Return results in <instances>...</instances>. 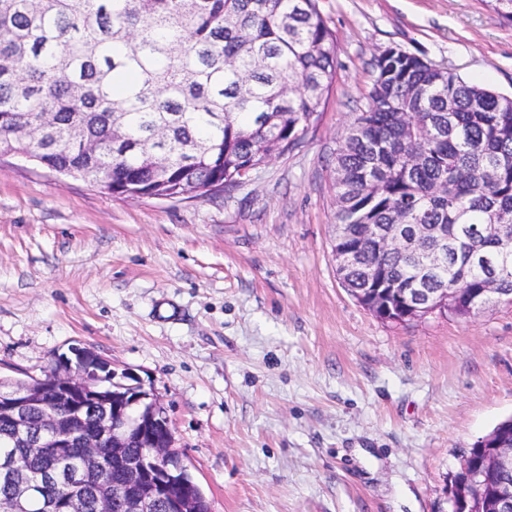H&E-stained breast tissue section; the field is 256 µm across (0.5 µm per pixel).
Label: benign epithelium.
<instances>
[{
    "instance_id": "benign-epithelium-1",
    "label": "benign epithelium",
    "mask_w": 512,
    "mask_h": 512,
    "mask_svg": "<svg viewBox=\"0 0 512 512\" xmlns=\"http://www.w3.org/2000/svg\"><path fill=\"white\" fill-rule=\"evenodd\" d=\"M480 299L469 296L464 288H450L420 296L417 288H404L399 295L400 308L385 311V320L392 323L414 321L439 312H452L457 307L473 314L494 303H512L489 283L479 292ZM53 371L32 379L23 387L0 394V420L10 427L20 444L19 452L0 461V471L12 486L10 512H27L39 485L32 474L53 482L70 451L82 449V474L72 477L73 496L49 503L51 512H70L78 498L86 495L85 480L93 476L92 488L97 512H111L104 474L108 470L103 449H112V456L121 457L123 448L135 438L149 453L126 461L127 495L124 512H190L186 491L178 490L174 457V437L163 404L153 390L127 372L119 373L106 360L73 347L71 355H59L52 362ZM122 395L103 391L106 378ZM91 412L99 424L92 435L79 426L83 416ZM39 415L34 426L31 416ZM460 470L467 482L453 484L449 503L451 512H468L476 493H489L498 512H512V447L498 443L483 445L479 456H466Z\"/></svg>"
}]
</instances>
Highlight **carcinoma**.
<instances>
[{
  "label": "carcinoma",
  "instance_id": "obj_1",
  "mask_svg": "<svg viewBox=\"0 0 512 512\" xmlns=\"http://www.w3.org/2000/svg\"><path fill=\"white\" fill-rule=\"evenodd\" d=\"M317 0H0V152L100 184L118 198L203 196L298 148L336 76ZM367 109L334 158L336 223L351 294L482 288L512 298V251L480 233L512 215V96L445 67L378 57ZM425 224L437 265L385 235ZM79 452L63 465L67 492ZM192 512L210 503L187 469Z\"/></svg>",
  "mask_w": 512,
  "mask_h": 512
}]
</instances>
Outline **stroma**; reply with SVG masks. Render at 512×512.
Returning a JSON list of instances; mask_svg holds the SVG:
<instances>
[{"label":"stroma","mask_w":512,"mask_h":512,"mask_svg":"<svg viewBox=\"0 0 512 512\" xmlns=\"http://www.w3.org/2000/svg\"><path fill=\"white\" fill-rule=\"evenodd\" d=\"M336 79L301 147L216 197L119 199L0 157V376L80 347L161 399L212 512H449L512 417V304L380 320L332 252L333 160L398 48L512 94L484 0H317Z\"/></svg>","instance_id":"stroma-1"}]
</instances>
